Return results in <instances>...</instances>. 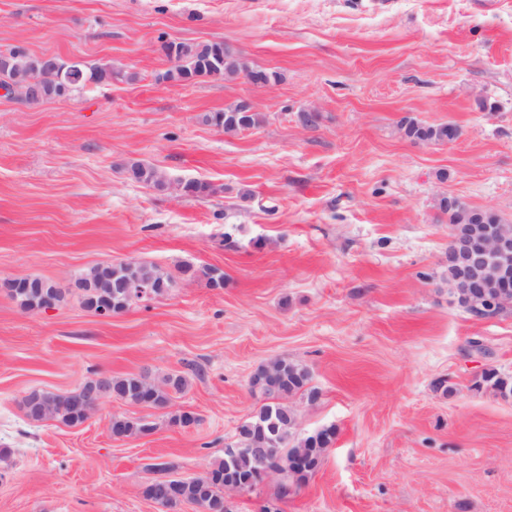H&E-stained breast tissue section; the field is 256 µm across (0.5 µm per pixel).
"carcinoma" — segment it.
<instances>
[{"instance_id":"cac0c4a2","label":"carcinoma","mask_w":512,"mask_h":512,"mask_svg":"<svg viewBox=\"0 0 512 512\" xmlns=\"http://www.w3.org/2000/svg\"><path fill=\"white\" fill-rule=\"evenodd\" d=\"M3 55L9 56L10 66L6 70L0 69V87L42 80L41 65L26 48L13 46L4 51L0 50V57ZM168 61L171 67L162 74L164 80H177L181 76H191L196 79L201 77L232 79L242 73L263 84L277 79V75L272 72L251 68L232 48L222 42L179 43L176 54L168 57ZM58 64L59 70L62 71L61 80L48 86L44 95L29 97L23 100V103L35 105L47 98L66 97L89 84L96 83L99 79L100 67L94 64L68 63L62 60L58 61ZM263 120L264 117L258 112H238L234 106L222 112L208 113L204 117L206 123L224 129L226 134H236L246 128H255ZM403 127L406 135L415 140L442 142L448 140L446 125L423 126L413 119L406 118L403 120ZM121 170L127 179L157 190L166 189L170 183L163 170L142 160L127 162L121 166ZM181 192L187 197L204 198L213 194L215 188L209 182L194 179L182 183ZM465 214L464 208L452 212L451 237L457 238L473 228L479 232L501 228L512 234V224L497 225L491 220L483 224H466L462 221ZM105 268L111 272L114 285L131 278L154 282L157 284V289L154 290L156 296L164 294L175 283L172 273L140 261L130 260L107 264ZM99 270L100 267L96 266L80 279L81 287L85 291L84 304L90 310L94 309L97 298L96 283ZM181 272L193 278L203 277L210 288L224 287V273L216 268L196 269L186 266L181 269ZM41 293L50 294L56 303L63 298L58 289L40 278L21 279V286L15 289L10 297L16 300L22 309L35 311L38 308V295ZM273 366L277 373L276 378L261 386L266 403L237 428L238 441L247 443L249 450L239 453L230 464L224 457L214 462L211 467L213 475L211 482L204 485L197 482L185 484L184 493L188 502L198 507L200 512H232L227 498L224 497V474L227 472L249 480L255 485L258 484V473L265 467V463L250 452V449L263 447L267 438L273 436L279 441L277 466L284 473V477L292 479L295 485L306 482L317 470L326 448L333 442L335 437L333 430H322L315 434L303 433L299 428L297 414L288 406V397L294 394L305 393L311 399L317 395V391L309 387V370L286 359L274 361ZM484 381L501 395H512L511 378H503L491 369L485 373ZM108 384L112 388L114 397L131 404L139 403L144 390L149 388L157 393L155 405L165 406L169 403L171 394L185 390L186 379L181 375L172 374L165 379L163 387L160 388L142 375H128L112 377L108 380ZM42 396L52 400V416L55 420L69 426L84 422L83 416L78 414L73 405L75 395L44 392ZM113 430L129 438L154 430V425L143 419L121 417L115 420ZM168 494L167 480L163 478L153 479L143 488L145 499L155 501L167 509L177 508L180 502L169 498Z\"/></svg>"}]
</instances>
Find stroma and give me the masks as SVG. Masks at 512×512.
Here are the masks:
<instances>
[{
    "label": "stroma",
    "mask_w": 512,
    "mask_h": 512,
    "mask_svg": "<svg viewBox=\"0 0 512 512\" xmlns=\"http://www.w3.org/2000/svg\"><path fill=\"white\" fill-rule=\"evenodd\" d=\"M232 46L277 73L163 80L161 42ZM109 64L123 81L25 105L0 96V275L50 281L47 311L0 292V512H164L141 489L156 464L203 474L260 406L268 362L318 391L288 405L332 427L299 486L264 480L232 512H512V311L474 316L448 286L454 197L512 223V0H0V50ZM247 100L265 117L228 135L205 114ZM317 110V128L298 112ZM451 124L416 141L401 120ZM143 160L168 189L126 180ZM212 183L196 199L179 179ZM142 260L176 273L112 316L76 280ZM214 267L224 285L179 275ZM188 385L167 406L112 399L81 425L28 420L32 390L99 376ZM189 410L191 429L171 423ZM155 425L113 438V417Z\"/></svg>",
    "instance_id": "1"
}]
</instances>
